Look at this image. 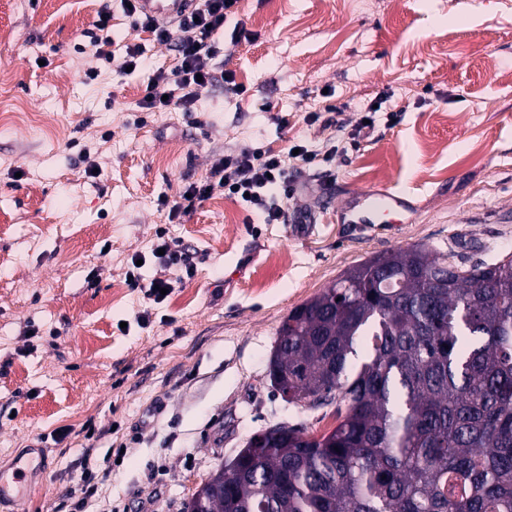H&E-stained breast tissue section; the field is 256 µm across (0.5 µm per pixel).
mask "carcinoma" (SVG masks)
Returning <instances> with one entry per match:
<instances>
[{
    "instance_id": "obj_1",
    "label": "carcinoma",
    "mask_w": 512,
    "mask_h": 512,
    "mask_svg": "<svg viewBox=\"0 0 512 512\" xmlns=\"http://www.w3.org/2000/svg\"><path fill=\"white\" fill-rule=\"evenodd\" d=\"M454 257H369L283 319L273 387L338 424L254 435L203 512H512V256Z\"/></svg>"
}]
</instances>
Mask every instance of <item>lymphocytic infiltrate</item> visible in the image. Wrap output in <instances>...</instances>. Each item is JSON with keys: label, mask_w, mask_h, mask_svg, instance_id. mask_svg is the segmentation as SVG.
I'll return each instance as SVG.
<instances>
[{"label": "lymphocytic infiltrate", "mask_w": 512, "mask_h": 512, "mask_svg": "<svg viewBox=\"0 0 512 512\" xmlns=\"http://www.w3.org/2000/svg\"><path fill=\"white\" fill-rule=\"evenodd\" d=\"M135 0H122L128 6L135 26L153 34L156 41L174 48L178 64L171 71L153 74L141 106L144 109L187 111L194 105L201 87L221 80L233 84V72L223 70L219 62L224 45L217 34L223 30L237 0H198L192 15L176 25L161 24L138 16ZM245 199L267 224L285 222V203L293 196L288 162L284 153L242 151L227 155L213 166L205 179L190 184L186 197L169 202V216L176 219L192 212L215 190Z\"/></svg>", "instance_id": "1"}]
</instances>
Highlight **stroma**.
<instances>
[{"mask_svg": "<svg viewBox=\"0 0 512 512\" xmlns=\"http://www.w3.org/2000/svg\"><path fill=\"white\" fill-rule=\"evenodd\" d=\"M101 10L108 62L90 51ZM224 33L242 93L210 86L163 116L140 103L177 54L133 30L119 0H0V470L42 453L16 512H65L88 464L87 512H183L254 434L335 428L334 407L270 383L291 310L400 247L473 239L484 261L512 255V0H238ZM134 45L146 63L122 72ZM373 103L402 109L400 123L298 165L290 223L220 191L176 220L160 203L226 155L335 139L307 113L337 108L351 127ZM386 186L411 192L410 223H338L346 193ZM304 208L315 223H293ZM161 228L189 246L194 274L156 304L127 272L138 257L144 280L169 277ZM89 423L104 435L87 460Z\"/></svg>", "mask_w": 512, "mask_h": 512, "instance_id": "stroma-1", "label": "stroma"}]
</instances>
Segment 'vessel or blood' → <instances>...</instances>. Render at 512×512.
Listing matches in <instances>:
<instances>
[{
	"label": "vessel or blood",
	"mask_w": 512,
	"mask_h": 512,
	"mask_svg": "<svg viewBox=\"0 0 512 512\" xmlns=\"http://www.w3.org/2000/svg\"><path fill=\"white\" fill-rule=\"evenodd\" d=\"M195 0H137L141 15L160 21L176 20L191 13ZM345 224H383L388 217L407 216L414 206L409 195L400 189L362 190L351 192L336 206ZM27 472L15 468L12 473L0 470V502L19 501Z\"/></svg>",
	"instance_id": "obj_1"
}]
</instances>
